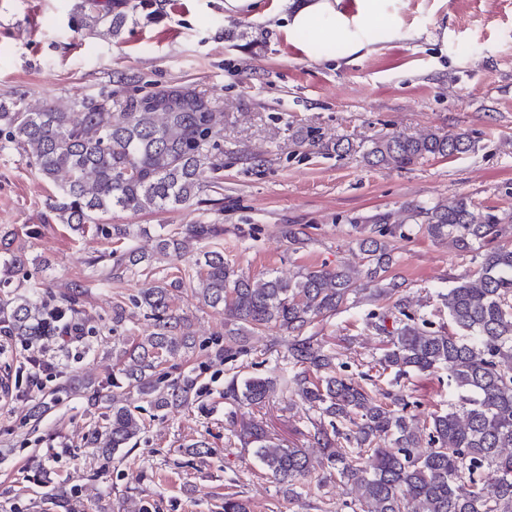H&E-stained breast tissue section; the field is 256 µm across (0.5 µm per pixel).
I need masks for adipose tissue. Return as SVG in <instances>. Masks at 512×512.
<instances>
[{"label":"adipose tissue","instance_id":"obj_1","mask_svg":"<svg viewBox=\"0 0 512 512\" xmlns=\"http://www.w3.org/2000/svg\"><path fill=\"white\" fill-rule=\"evenodd\" d=\"M403 0H281L288 36L306 37V51L341 45L347 57L359 58L375 44L409 38L399 9Z\"/></svg>","mask_w":512,"mask_h":512}]
</instances>
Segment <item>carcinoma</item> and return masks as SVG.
<instances>
[{"label": "carcinoma", "instance_id": "cac0c4a2", "mask_svg": "<svg viewBox=\"0 0 512 512\" xmlns=\"http://www.w3.org/2000/svg\"><path fill=\"white\" fill-rule=\"evenodd\" d=\"M148 0H83L81 28L91 34L120 36L133 12ZM217 105L189 86L114 99L84 98L63 107L0 94V151L16 150L33 162L38 176L56 188L48 204L56 219L76 236L103 232L127 238L125 224L105 227L111 212L133 214L189 205L207 189H221L217 173L224 159L214 153ZM462 131H430L418 137L396 134L371 144L363 154L370 166L401 169L429 157H452L472 150ZM409 219L433 239H453L463 252L496 242L506 218L479 209L460 196L433 206L409 204ZM391 214L369 218L372 228L356 238L360 264L307 269L293 279L272 273L248 275L216 250L194 245L224 232L220 224H186L154 233L150 254L129 248L114 257L112 276L136 274L155 260L175 255L195 266L187 279L152 280L141 289L153 312L155 330L122 351L124 366L112 387L133 390L157 411L189 404L196 379L184 376L159 387L160 358L195 345L185 317L173 308L174 293L191 288L203 303L224 313V338L217 348L226 359L248 352L254 331L277 329L292 336L288 363L300 368L291 385L300 400L330 428L313 423L311 438L323 456L303 448H284L259 423L245 429L262 468L288 492L319 469L326 479L351 487L352 512H512V248L497 246L482 254L479 269L444 295L448 327L418 312L403 294L404 283L388 276L392 264L386 237L396 233ZM16 234L0 228V285H8L27 263ZM392 306L371 312L376 331L388 337L377 364L397 375L447 371L457 401L429 414L421 426L409 413L411 402L398 393H376L337 369L336 354L304 335L316 320L336 313L362 286ZM61 332L78 339L83 324L63 310L47 308L25 294L0 303V333L26 345ZM278 385L277 377L232 379L224 399L262 407ZM104 423L94 425L87 444L115 455L144 428L131 405L114 393ZM224 512H251L248 501L224 494Z\"/></svg>", "mask_w": 512, "mask_h": 512}]
</instances>
